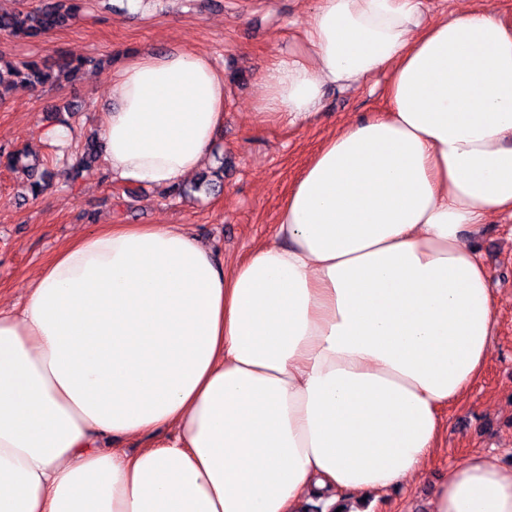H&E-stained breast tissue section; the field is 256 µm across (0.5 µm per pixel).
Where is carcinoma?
I'll list each match as a JSON object with an SVG mask.
<instances>
[{
    "instance_id": "cac0c4a2",
    "label": "carcinoma",
    "mask_w": 512,
    "mask_h": 512,
    "mask_svg": "<svg viewBox=\"0 0 512 512\" xmlns=\"http://www.w3.org/2000/svg\"><path fill=\"white\" fill-rule=\"evenodd\" d=\"M81 0H44V3L30 10L0 12V33L17 39L36 40L56 28L67 25L80 11ZM98 66L94 56L71 57L63 52L57 54L53 62L46 60H26L13 62L0 56V103L6 100L9 90L17 84L31 87L48 83H60L77 76L87 67ZM101 148L95 137H89L83 147L78 165L73 174L100 159ZM7 166L20 169L26 176L27 187L36 197L48 186L51 177L45 164L38 158L22 162V154L8 152L5 154Z\"/></svg>"
}]
</instances>
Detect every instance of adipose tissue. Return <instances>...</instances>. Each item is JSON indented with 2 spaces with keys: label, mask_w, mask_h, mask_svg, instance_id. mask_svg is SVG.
I'll list each match as a JSON object with an SVG mask.
<instances>
[{
  "label": "adipose tissue",
  "mask_w": 512,
  "mask_h": 512,
  "mask_svg": "<svg viewBox=\"0 0 512 512\" xmlns=\"http://www.w3.org/2000/svg\"><path fill=\"white\" fill-rule=\"evenodd\" d=\"M381 73L385 114L326 137L246 259L184 224H104L0 309V512H293L419 476L491 352L475 241L512 215V26L483 0L433 22L423 0H315L258 115L308 125L326 87ZM109 95L115 183H182L224 125L205 53L136 54ZM428 512H512V465L470 455ZM168 434H159L154 437H120L103 441L104 447L107 448H127L130 451H137L140 448L156 447L159 443L167 440Z\"/></svg>",
  "instance_id": "1"
}]
</instances>
